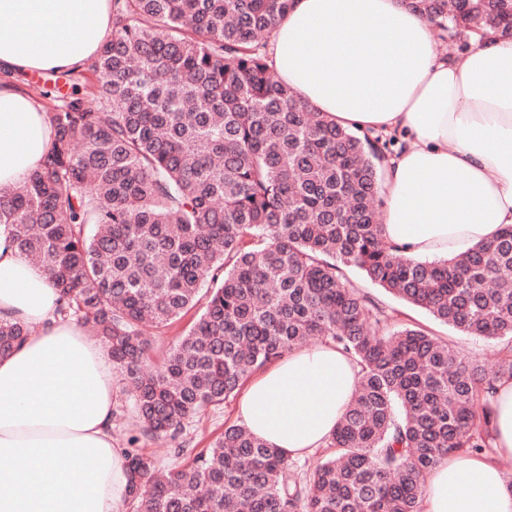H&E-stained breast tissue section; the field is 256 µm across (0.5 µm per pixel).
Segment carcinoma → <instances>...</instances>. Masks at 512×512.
Masks as SVG:
<instances>
[{
  "label": "carcinoma",
  "mask_w": 512,
  "mask_h": 512,
  "mask_svg": "<svg viewBox=\"0 0 512 512\" xmlns=\"http://www.w3.org/2000/svg\"><path fill=\"white\" fill-rule=\"evenodd\" d=\"M443 37H512V0H406ZM293 0H112L93 107L46 110L52 148L0 195V225L38 261L61 312L92 328L140 420L128 439L136 512H421L426 474L495 447L490 396L512 378V225L460 256L420 261L376 232L379 168L397 138L361 136L272 74L267 41ZM468 336L505 342L491 369L353 284ZM201 306L149 373L145 326ZM32 332L0 320V355ZM309 339L360 368L309 478L232 425L165 472L140 438L184 422Z\"/></svg>",
  "instance_id": "1"
}]
</instances>
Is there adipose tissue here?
I'll return each mask as SVG.
<instances>
[{"instance_id":"1","label":"adipose tissue","mask_w":512,"mask_h":512,"mask_svg":"<svg viewBox=\"0 0 512 512\" xmlns=\"http://www.w3.org/2000/svg\"><path fill=\"white\" fill-rule=\"evenodd\" d=\"M112 29L110 0H0V69L69 70ZM270 63L314 111L359 131L401 134L384 163L379 234L415 259H446L512 225V38L472 36L440 56L403 0H293L269 36ZM46 112L0 78V194L52 145ZM48 274L0 226V320L40 326L0 356V512H125L132 476L112 436L109 353L55 315ZM360 377L335 347L296 350L256 372L237 408L256 437L294 459L325 445ZM492 456L428 472L423 512H512V380L491 401ZM69 472H62L60 463Z\"/></svg>"}]
</instances>
